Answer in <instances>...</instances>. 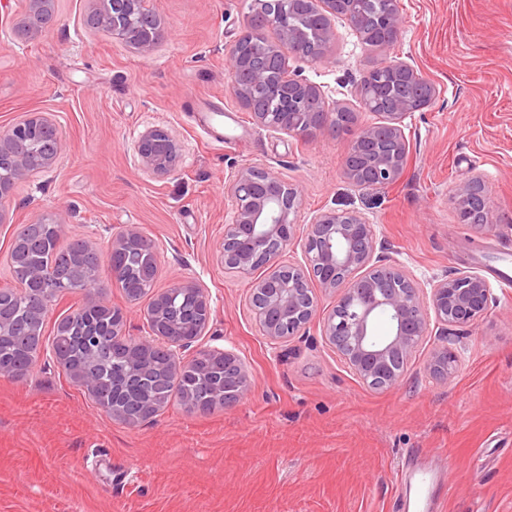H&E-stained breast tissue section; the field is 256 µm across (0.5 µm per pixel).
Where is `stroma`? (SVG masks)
Masks as SVG:
<instances>
[{"mask_svg": "<svg viewBox=\"0 0 512 512\" xmlns=\"http://www.w3.org/2000/svg\"><path fill=\"white\" fill-rule=\"evenodd\" d=\"M398 57L435 86L405 121L401 179L381 189L342 174L350 133L307 140L258 127L229 88L226 52L245 0H150L168 31L150 54L94 34L89 0H57V20L18 36L27 0H0V128L53 114L54 165L17 182L0 223V286L18 227L58 212L60 245L106 248L134 224L158 251L156 290L184 280L208 289L213 319L198 344L231 349L252 379L246 399L208 413L171 401L153 419L115 420L49 355L20 379L0 376V512H395L409 457L442 482L440 512H512V288L492 283L487 317L429 336L396 387L373 390L325 344L317 325L271 343L252 319L250 281L220 264L231 204L224 184L247 166L272 168L302 191V218L357 211L387 262L421 281L471 269L488 275L512 253V0H398ZM331 62L292 56L291 70L328 102L361 111L354 83L379 59L344 22ZM169 130L176 171H142L136 141ZM480 179L498 216L485 235L460 224L453 192ZM105 301L150 333L145 303H127L108 267ZM458 356L452 380L427 371L431 351Z\"/></svg>", "mask_w": 512, "mask_h": 512, "instance_id": "1", "label": "stroma"}]
</instances>
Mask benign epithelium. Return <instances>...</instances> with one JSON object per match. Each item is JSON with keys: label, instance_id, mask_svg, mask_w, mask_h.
Wrapping results in <instances>:
<instances>
[{"label": "benign epithelium", "instance_id": "obj_1", "mask_svg": "<svg viewBox=\"0 0 512 512\" xmlns=\"http://www.w3.org/2000/svg\"><path fill=\"white\" fill-rule=\"evenodd\" d=\"M56 0H28L23 22L31 19H56ZM91 13L104 18L121 10L141 21L137 27L112 28V39L150 53L166 36L157 15L147 8L148 0H90ZM288 0H250L262 5L260 17L247 16V29L227 54L229 86L240 98L244 88L264 87L278 101V112H254L260 127L296 135V126L305 124L311 133L336 127L335 111L321 107L325 101L319 86L291 73L283 61L284 82L272 84L266 71L280 55L278 45L263 40V32L276 30L296 55L298 48L313 42L308 32L292 20ZM309 5L308 22L319 34L309 55L314 63L331 58L330 45L336 36V19L342 18L363 40L373 41L383 54L378 63L366 68L356 85V96L366 107L378 103L371 94L373 75L386 71L418 97L401 96L392 103L393 111L378 113V121L357 125L343 161L344 177L354 186L381 189L396 182L407 163L409 144L404 120L427 108L435 97L433 84L411 65L394 55L402 27L398 13L387 12L373 27L366 26L363 15L343 8L344 0H305ZM39 130L55 140L54 150L43 154L40 169L50 168L62 148L59 127L47 114L34 113L27 120L14 121L0 131V161H8V175H0V223L5 219V201L15 184L29 175L31 160L25 144L31 132ZM141 168L154 176L171 174L179 162L180 149L175 138L160 127L148 128L136 142ZM224 196L232 202L231 219L224 229L220 263L224 268L251 279L250 306L262 335L277 343L297 334L312 322L318 323L324 341L345 361L360 381L373 389L395 387L408 365L416 357L432 326L443 333L448 329H467L489 313L492 288L475 271L460 270L449 278L420 281L397 264H382L376 255L378 242L374 225L355 211L322 210L306 224L297 223L301 191L285 183L273 170L249 166L224 184ZM459 223L482 234L497 223L496 211L480 181L459 189L450 199ZM149 249L140 267L141 286H154L158 273L157 248L136 225H127L112 234L104 253L93 250L96 263H105L113 280L124 276L127 260L132 257V243ZM302 243V259L283 267L279 258L288 248ZM182 295L193 302L192 313L197 330L189 334L176 320L158 319L157 310L170 309L174 298ZM332 298L328 308L320 296ZM55 302L50 288L30 296L35 317L46 322ZM153 324L152 335L138 337L122 345L120 356L138 360L148 356L157 345H164L170 365L169 375L180 381L190 366L221 361L224 364L222 406L232 407L244 400L252 383L241 357L233 350L199 349L196 342L204 335L212 318L211 298L199 282L188 280L157 294L145 311ZM458 368L455 351L444 346L433 351L429 371L449 379ZM153 403L141 402L137 411L112 401V417L127 420L152 418Z\"/></svg>", "mask_w": 512, "mask_h": 512}]
</instances>
